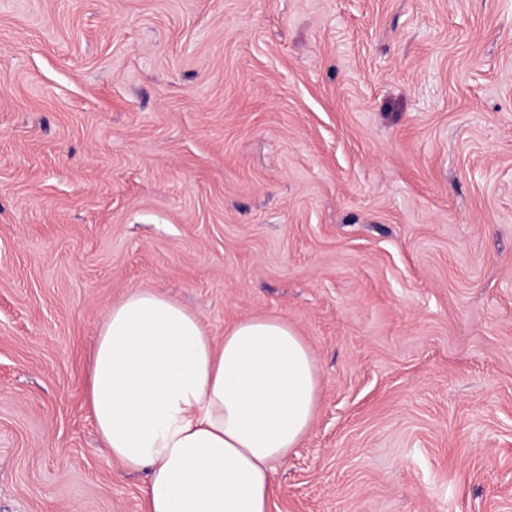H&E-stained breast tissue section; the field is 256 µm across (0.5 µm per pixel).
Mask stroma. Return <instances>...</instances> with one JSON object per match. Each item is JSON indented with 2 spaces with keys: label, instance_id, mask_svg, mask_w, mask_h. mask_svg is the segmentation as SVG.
<instances>
[{
  "label": "stroma",
  "instance_id": "stroma-1",
  "mask_svg": "<svg viewBox=\"0 0 512 512\" xmlns=\"http://www.w3.org/2000/svg\"><path fill=\"white\" fill-rule=\"evenodd\" d=\"M138 288L306 340L272 512H512V0H0V512H142Z\"/></svg>",
  "mask_w": 512,
  "mask_h": 512
}]
</instances>
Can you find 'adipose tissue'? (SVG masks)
Listing matches in <instances>:
<instances>
[{"label": "adipose tissue", "mask_w": 512, "mask_h": 512, "mask_svg": "<svg viewBox=\"0 0 512 512\" xmlns=\"http://www.w3.org/2000/svg\"><path fill=\"white\" fill-rule=\"evenodd\" d=\"M321 388L287 321L242 319L219 345L141 288L101 325L87 398L106 456L145 473L144 512H271L276 467L306 438Z\"/></svg>", "instance_id": "ef3b65f1"}]
</instances>
